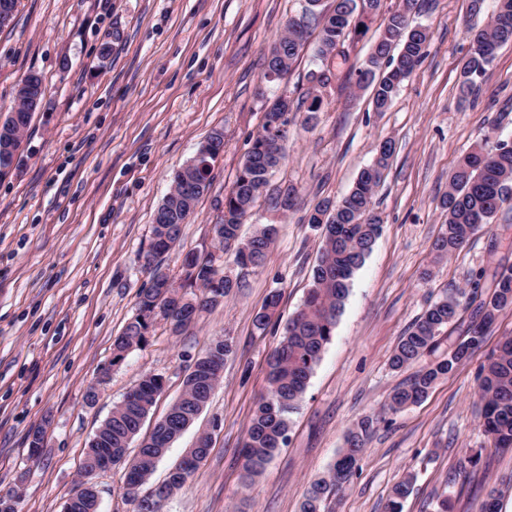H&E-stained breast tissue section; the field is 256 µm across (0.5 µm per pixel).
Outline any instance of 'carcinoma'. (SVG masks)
<instances>
[{
    "mask_svg": "<svg viewBox=\"0 0 512 512\" xmlns=\"http://www.w3.org/2000/svg\"><path fill=\"white\" fill-rule=\"evenodd\" d=\"M321 2L305 0L301 11L288 20L284 33L274 42V46L280 48V55L264 56L265 80L278 82L280 73L291 72L312 31H318L314 69L308 73L311 87L291 100L289 111L279 109L276 101L265 110L261 128L251 138L235 180L224 194L221 219L224 234L215 237L214 251L189 252L184 256L178 285L169 273L163 272L162 261L176 246L186 217L194 212L210 186L211 167L224 148V132L213 130L207 138L211 144L209 154L193 159L194 183L179 180L177 174L173 176L171 189L155 212L148 249L141 252V256L151 258L144 265L149 270V286L139 292L135 315L113 342L112 362L123 360L129 350L148 343L156 317L169 321L172 331L179 334L194 323L200 311L216 307L211 300L216 292L226 298L238 287L220 268L215 252L232 253L243 267L263 264L276 237V226L261 224L247 239L241 237V226L261 198L275 211H289L296 205L298 190L295 186L271 183L273 172L284 159L279 143L285 139L288 125L300 113L320 111L322 99L318 89L327 86L334 77V59L345 54V42L356 32L357 19L382 16L379 33L355 80L358 89H372L373 111H387L402 82L420 64L430 39L429 26L410 22L411 15L423 7L420 0H399L386 11L383 10L384 0H334L333 7L327 11L321 8ZM507 44H512V0H496V8L486 27L473 33L470 53L462 63L457 84L460 102L478 97L487 67L497 50ZM25 81L29 90L25 95L17 94V103L12 108L19 118V124L11 128L15 140L22 137L35 112L32 99L41 100L44 94L41 75L31 72ZM394 152L392 140L382 141L376 158L360 172L351 191L339 200L319 201L307 216V223L321 229L319 257L303 304L286 322L283 339L268 359L269 392L257 400L245 431L242 457L247 487L284 445L289 416L305 394L314 367L333 336L351 281L381 234L384 220L376 209L374 196ZM511 200L512 141H499L491 149L476 144L448 175V191L442 199L446 224L432 243L435 257L441 259L460 251L473 234L489 227L502 205ZM489 288L490 292H483L477 281L468 291L450 292L430 304L412 322L390 357V366L398 371L419 365L435 349L442 329L455 321L463 310L473 307L466 338L448 355L419 365L404 383L395 387L388 404L390 411L398 412L422 402L439 380L454 373L482 347L487 331L500 314L512 309V268L493 274ZM177 295L196 305L177 313L172 311ZM279 299L276 292L269 296L263 310L254 317L256 329L268 328ZM162 380L160 374L144 375L125 399L112 408L111 431L99 442L88 443L82 472L108 456L115 464L121 462L161 394ZM218 383L219 374L212 370L205 356L198 357L196 369L186 376L179 398L153 431L141 439L138 455L143 461L127 468L124 486L135 485L141 489L148 483L157 467L152 457L165 447L173 433L180 431L199 412L200 404L207 394L214 392ZM478 388L483 401L482 427L491 447L512 450V335L502 337L488 356L478 376ZM375 423L376 418L365 416L347 432L345 446L327 475L309 486L301 512H328L329 498L338 495L358 469L360 455ZM198 465L194 458L182 460L169 471L156 492L168 495L181 489ZM412 486L411 475L397 482L384 505L385 512H402ZM154 493L142 495V503L136 505L135 512H162L164 503L155 500ZM79 500L72 512H98V495L92 481L86 482Z\"/></svg>",
    "mask_w": 512,
    "mask_h": 512,
    "instance_id": "1",
    "label": "carcinoma"
}]
</instances>
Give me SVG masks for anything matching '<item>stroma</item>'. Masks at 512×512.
Listing matches in <instances>:
<instances>
[{
	"mask_svg": "<svg viewBox=\"0 0 512 512\" xmlns=\"http://www.w3.org/2000/svg\"><path fill=\"white\" fill-rule=\"evenodd\" d=\"M301 5L18 0L12 22L0 29V110L14 105L28 71H37L45 88L20 157L0 178V491L18 492L17 512H62L83 450L113 406L143 374L163 375L166 386L142 427L150 432L180 396L193 360L218 339L232 348L223 378L197 421L172 443L153 482L200 434H209L210 452L164 512H300L347 431L372 414L380 421L331 512H383L393 485L408 474L414 489L403 512H436L442 497L448 512H478L492 491L500 512H512V451L491 448L477 387L480 366L501 337L512 335V310L423 402L383 411L404 378L389 357L413 320L451 290L470 287L479 272L512 267L507 206L453 256L438 261L431 252L459 158L477 141L492 147L512 140V46L498 51L475 103L459 105L456 96L470 31L486 24L496 0H485L477 16L469 0H426L413 20L430 27L427 52L385 112L373 111L369 91L354 88L379 20L348 40L337 78L321 90V111L289 125L285 159L272 178L298 189L297 206L274 211L258 201L241 228L247 237L256 225H276L263 266L243 269L224 255V272L238 286L221 305L178 335L156 319L145 346L112 361L113 341L149 285L138 254L148 247L174 171L211 131L223 130L211 185L164 261L176 277L185 253L211 250L224 192L268 97L306 90L309 48L286 81L263 79L265 53ZM386 139L395 153L375 193L382 233L290 416L285 446L243 486L241 448L255 403L268 390L267 361L283 323L303 302L318 257L320 232L307 214L320 199L348 193ZM274 290L278 323L262 332L254 317ZM92 385L99 398L90 406L84 394ZM37 427L46 434L33 461L28 435ZM94 482L100 512H135L124 496L122 467Z\"/></svg>",
	"mask_w": 512,
	"mask_h": 512,
	"instance_id": "stroma-1",
	"label": "stroma"
}]
</instances>
